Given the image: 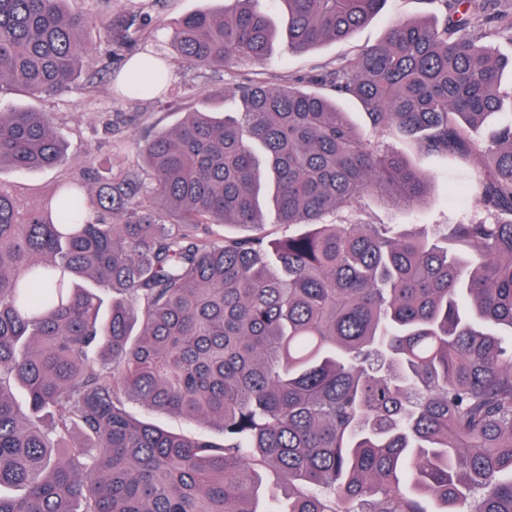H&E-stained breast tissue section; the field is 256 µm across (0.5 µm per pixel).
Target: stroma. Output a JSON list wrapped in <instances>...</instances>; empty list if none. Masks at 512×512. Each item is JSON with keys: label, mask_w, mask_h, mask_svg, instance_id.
<instances>
[{"label": "stroma", "mask_w": 512, "mask_h": 512, "mask_svg": "<svg viewBox=\"0 0 512 512\" xmlns=\"http://www.w3.org/2000/svg\"><path fill=\"white\" fill-rule=\"evenodd\" d=\"M74 11L101 14L111 12L113 19L137 15L151 19L154 32L131 42L112 56L101 55L95 71H81L72 90L57 98H32L16 89L0 93V106H22L51 113L59 131L70 143L64 169L10 171L5 175L16 196L27 206L41 204L52 192L63 172L74 171L95 161L113 169L137 168L142 164L138 145L143 137L175 126L179 113L164 111L156 99L125 93L116 79L126 62L135 54H152L168 63L170 82L166 98H179L185 111L233 112L237 102L232 96L241 82L256 80L271 86L294 81L311 70L330 69L354 58L359 51L379 41L390 24L431 13L426 0H387L384 9L367 25L347 39L328 42L313 51L296 54L286 43H279L261 65L233 64L224 67H181L173 61L169 33L182 16L202 8L218 9V0H70ZM96 79L94 94H86L84 84ZM340 107L349 112L357 129L370 144L390 149L432 177L431 189L418 207L391 209L378 200L365 198L361 212L332 211L324 215L327 224L361 221L368 224H454L479 220L486 210L474 179L483 157L474 154L462 163L438 154L418 151L410 137H382L369 124L362 106L343 98ZM112 115L113 131L103 135L96 129L98 113Z\"/></svg>", "instance_id": "obj_1"}]
</instances>
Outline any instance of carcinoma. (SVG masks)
<instances>
[{
    "instance_id": "1",
    "label": "carcinoma",
    "mask_w": 512,
    "mask_h": 512,
    "mask_svg": "<svg viewBox=\"0 0 512 512\" xmlns=\"http://www.w3.org/2000/svg\"><path fill=\"white\" fill-rule=\"evenodd\" d=\"M232 2L178 22L174 62L259 64L283 38L308 52L386 0ZM428 2L299 79L321 91L243 82L241 111L185 112L139 144L144 168L92 162L41 208L1 175L56 169L68 144L47 112L0 111V512H512V119L482 147L488 218L430 235L322 223L367 196L412 206L431 183L337 99L458 158L512 105V56L471 24L486 0ZM91 21L68 0H0V93L69 91ZM129 29L107 24V46ZM141 66L153 78L129 91L152 98L163 68ZM263 165L288 228L273 240ZM135 402L203 430L166 431Z\"/></svg>"
}]
</instances>
